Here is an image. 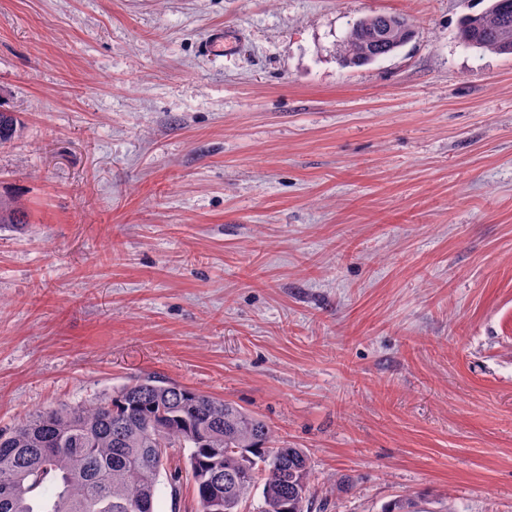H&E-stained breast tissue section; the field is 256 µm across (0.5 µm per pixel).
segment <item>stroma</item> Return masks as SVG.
Segmentation results:
<instances>
[{
	"instance_id": "35a3bbf8",
	"label": "stroma",
	"mask_w": 512,
	"mask_h": 512,
	"mask_svg": "<svg viewBox=\"0 0 512 512\" xmlns=\"http://www.w3.org/2000/svg\"><path fill=\"white\" fill-rule=\"evenodd\" d=\"M489 3L0 0V426L158 375L306 449L312 512H512V55L457 36ZM376 12L411 39L343 65ZM170 468L157 512H196Z\"/></svg>"
}]
</instances>
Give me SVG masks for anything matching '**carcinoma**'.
<instances>
[{"instance_id":"obj_1","label":"carcinoma","mask_w":512,"mask_h":512,"mask_svg":"<svg viewBox=\"0 0 512 512\" xmlns=\"http://www.w3.org/2000/svg\"><path fill=\"white\" fill-rule=\"evenodd\" d=\"M458 37L512 54V0L465 16ZM406 38L394 15L366 16L347 33L344 60L370 63ZM17 130L16 116L0 111V145ZM25 223L26 212L0 197V224ZM185 448L198 512H241L258 484L261 512H308L304 449L276 445L270 426L233 402L150 375L109 397L60 403L0 427V512H156L162 472ZM384 512L422 510L402 497Z\"/></svg>"}]
</instances>
